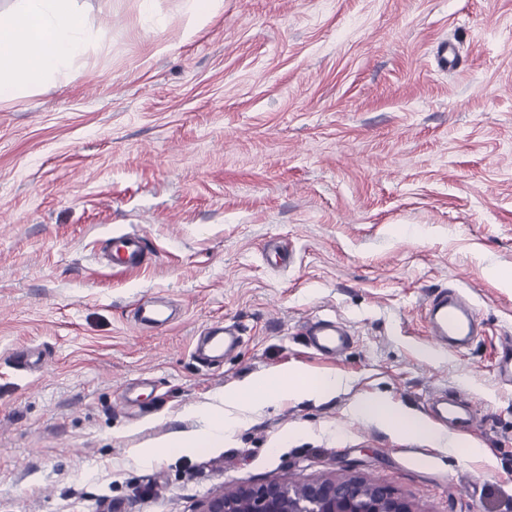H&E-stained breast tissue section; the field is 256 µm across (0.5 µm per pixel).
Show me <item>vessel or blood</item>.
Returning a JSON list of instances; mask_svg holds the SVG:
<instances>
[{
    "label": "vessel or blood",
    "instance_id": "vessel-or-blood-1",
    "mask_svg": "<svg viewBox=\"0 0 512 512\" xmlns=\"http://www.w3.org/2000/svg\"><path fill=\"white\" fill-rule=\"evenodd\" d=\"M112 247L109 267L121 272H132L145 265L146 246L141 233L123 231L112 235ZM138 323L155 328L167 327L171 318L162 305H139L136 309ZM427 326L430 335L443 345L470 336L477 315L470 304L455 290H444L430 298L426 311ZM239 339L236 331L222 326L212 325L196 342L194 351L208 358L221 359L234 353ZM311 344L316 352L328 359L342 354L349 344L348 336L332 326H324L314 331ZM435 417L458 428L469 427L473 422L472 413L465 402L446 401L434 408Z\"/></svg>",
    "mask_w": 512,
    "mask_h": 512
}]
</instances>
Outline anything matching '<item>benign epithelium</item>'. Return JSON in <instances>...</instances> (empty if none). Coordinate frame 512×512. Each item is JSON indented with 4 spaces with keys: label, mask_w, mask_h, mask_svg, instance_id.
<instances>
[{
    "label": "benign epithelium",
    "mask_w": 512,
    "mask_h": 512,
    "mask_svg": "<svg viewBox=\"0 0 512 512\" xmlns=\"http://www.w3.org/2000/svg\"><path fill=\"white\" fill-rule=\"evenodd\" d=\"M198 512H413L389 487L367 478L320 476L301 482L272 480L215 490Z\"/></svg>",
    "instance_id": "obj_1"
}]
</instances>
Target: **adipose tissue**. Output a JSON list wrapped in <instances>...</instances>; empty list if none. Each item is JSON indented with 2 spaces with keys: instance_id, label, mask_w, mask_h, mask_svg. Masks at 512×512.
Here are the masks:
<instances>
[{
  "instance_id": "adipose-tissue-1",
  "label": "adipose tissue",
  "mask_w": 512,
  "mask_h": 512,
  "mask_svg": "<svg viewBox=\"0 0 512 512\" xmlns=\"http://www.w3.org/2000/svg\"><path fill=\"white\" fill-rule=\"evenodd\" d=\"M78 14V0H21L17 8L0 11V92L20 84L43 85L80 59L86 50L87 31ZM345 384L344 377L332 372H272L248 378L225 391L223 406L202 409L203 433L172 435L162 449L142 448L138 455L150 463L164 453L180 454L247 427L253 413L275 401L326 400ZM351 413L388 431L428 439L452 451L462 449L470 455L479 451L475 441L435 429L384 395L359 399Z\"/></svg>"
}]
</instances>
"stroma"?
I'll return each instance as SVG.
<instances>
[{
	"label": "stroma",
	"instance_id": "1",
	"mask_svg": "<svg viewBox=\"0 0 512 512\" xmlns=\"http://www.w3.org/2000/svg\"><path fill=\"white\" fill-rule=\"evenodd\" d=\"M84 56L0 96V512H196L220 486L363 475L416 512H512V0H78ZM455 43L460 67L439 70ZM144 233L120 273L101 243ZM454 288L477 334L431 359ZM161 299L174 323H136ZM344 323L335 360L307 343ZM224 321L239 351L193 354ZM335 372L194 451L191 409L267 371ZM467 394L465 458L349 410ZM129 393L132 401L122 404Z\"/></svg>",
	"mask_w": 512,
	"mask_h": 512
}]
</instances>
